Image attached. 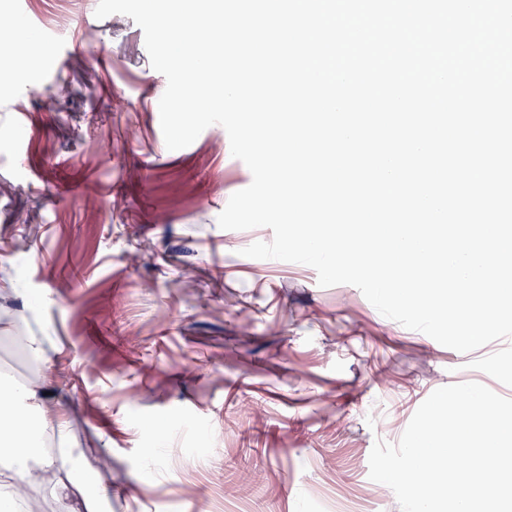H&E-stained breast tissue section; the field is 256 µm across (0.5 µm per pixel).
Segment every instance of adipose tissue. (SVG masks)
<instances>
[{
	"label": "adipose tissue",
	"mask_w": 512,
	"mask_h": 512,
	"mask_svg": "<svg viewBox=\"0 0 512 512\" xmlns=\"http://www.w3.org/2000/svg\"><path fill=\"white\" fill-rule=\"evenodd\" d=\"M12 391L18 401L16 407L0 409V448L9 463L0 468V512H16L17 500L34 491L43 472L66 467L64 455L47 454L42 450L47 430L65 434V424L56 420V411L48 403L43 387L16 384ZM25 426L27 438L16 443L14 431Z\"/></svg>",
	"instance_id": "1"
}]
</instances>
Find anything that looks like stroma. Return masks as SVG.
<instances>
[{"label": "stroma", "instance_id": "1", "mask_svg": "<svg viewBox=\"0 0 512 512\" xmlns=\"http://www.w3.org/2000/svg\"><path fill=\"white\" fill-rule=\"evenodd\" d=\"M20 7L39 48L71 9L0 0V12ZM51 35L69 45L62 62L49 53L21 73L0 62V378L60 372L65 447L109 463L88 490L102 512H400L369 478L375 441L398 442L463 375L511 388L512 348L429 347L354 286L242 256L271 229L224 230L217 217L251 172L219 125L167 149L166 79L142 29L94 19L85 0ZM27 336L43 338L45 360ZM254 465L261 498L216 477Z\"/></svg>", "mask_w": 512, "mask_h": 512}]
</instances>
